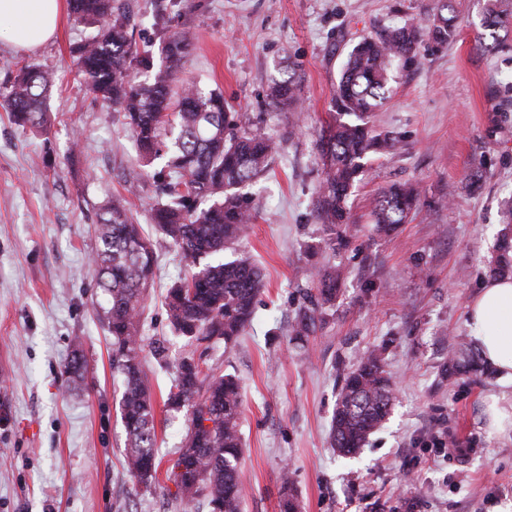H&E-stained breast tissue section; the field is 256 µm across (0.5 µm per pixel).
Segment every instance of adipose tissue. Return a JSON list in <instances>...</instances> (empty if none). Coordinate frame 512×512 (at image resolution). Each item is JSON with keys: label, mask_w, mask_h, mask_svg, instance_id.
Here are the masks:
<instances>
[{"label": "adipose tissue", "mask_w": 512, "mask_h": 512, "mask_svg": "<svg viewBox=\"0 0 512 512\" xmlns=\"http://www.w3.org/2000/svg\"><path fill=\"white\" fill-rule=\"evenodd\" d=\"M65 0H0V32L10 44L30 49L51 39ZM468 336L503 385L512 386V279L490 278L467 305Z\"/></svg>", "instance_id": "1"}]
</instances>
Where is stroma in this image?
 <instances>
[{
  "label": "stroma",
  "instance_id": "1",
  "mask_svg": "<svg viewBox=\"0 0 512 512\" xmlns=\"http://www.w3.org/2000/svg\"><path fill=\"white\" fill-rule=\"evenodd\" d=\"M137 44L193 27L182 81L223 92L254 116L279 152L253 189L258 215L238 249L259 264L256 315L232 350L173 336L163 303L187 263L160 234L145 301L144 344L163 339L170 359L203 356L244 392L242 512H277L289 472L303 512H512V432L488 425L503 388L493 372L445 376L466 335L467 303L490 277L512 207V49H478L479 0H451L457 35L419 46L420 64L398 72L370 127L397 137L394 156L367 159L348 200L349 242L327 244L313 216L322 177L318 135L330 117L340 67L362 38L406 21L425 23L438 0H135ZM90 26L64 15L30 50L0 40V86L26 65L53 69L48 131L22 129L0 109V512H181L162 493L138 494L123 468L124 427L112 378V337L96 286L94 226L112 195L149 225L152 174L127 181L139 161L119 109L80 85L74 47ZM294 63L301 109L267 98L271 77ZM415 184L406 223L379 231L380 191ZM235 249V250H238ZM235 250L226 249L225 257ZM344 271L324 328L296 339L303 267ZM81 339L87 372L66 371ZM379 348L395 382L385 424L353 458L329 445L340 370ZM156 409L157 451L170 462L186 416L164 407L171 376L145 364Z\"/></svg>",
  "mask_w": 512,
  "mask_h": 512
}]
</instances>
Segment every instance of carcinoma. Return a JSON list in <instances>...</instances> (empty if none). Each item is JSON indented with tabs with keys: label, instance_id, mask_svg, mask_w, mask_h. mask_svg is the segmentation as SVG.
Here are the masks:
<instances>
[{
	"label": "carcinoma",
	"instance_id": "carcinoma-1",
	"mask_svg": "<svg viewBox=\"0 0 512 512\" xmlns=\"http://www.w3.org/2000/svg\"><path fill=\"white\" fill-rule=\"evenodd\" d=\"M76 20L94 28L77 50V77L94 98L115 106L139 151L138 169L131 179L146 175L160 155L162 137L172 135L171 172L162 181L164 200L151 207L155 229L181 253L189 270L166 292L165 307L172 333L190 341L222 342L233 348L254 319L263 289L260 270L245 252L232 259L224 250L238 243L253 219L250 189L270 168L277 145L254 128L247 112H232L224 96L186 84L174 85L193 45L188 28L164 35L162 62L154 66L153 52L133 42V15L126 0H68ZM482 27L494 39V49L512 46V0H482ZM456 33L448 0L427 26L407 22L367 37L348 53L331 100L333 113L318 143L323 179L316 202V220L331 243L343 244L346 201L370 154L393 155L398 139L374 134L365 118L390 91L394 68L419 61L418 46L426 36L437 46ZM138 63L143 80L132 72ZM52 72L24 67L0 90V107L15 124L45 130L51 124L48 99ZM298 79L271 78L270 100L294 107ZM419 199L410 184L383 190L373 212L384 231L403 224ZM97 250L93 266L98 287L107 297L105 319L112 335V371L122 377L119 407L125 430V465L139 489L152 493L160 485L156 462L155 410L146 384L140 316L145 292L153 277L154 251L136 223L128 202L115 196L102 208L96 224ZM317 282L316 293L300 307L291 335L315 334L326 324V311L336 300L341 272L302 271ZM151 352L172 370L165 405L189 415L177 457L166 471L174 488L164 487L168 499L190 506L202 499L209 512H241L239 464L242 455V394L237 379L217 374L192 355L168 362L166 347L156 342ZM458 367L472 366L474 357L462 342L450 351ZM67 372L84 376L86 365L74 347ZM395 400L394 382L378 349L364 352L339 377L330 426V446L340 454H356L386 421ZM279 512H301L288 472L281 477Z\"/></svg>",
	"mask_w": 512,
	"mask_h": 512
}]
</instances>
